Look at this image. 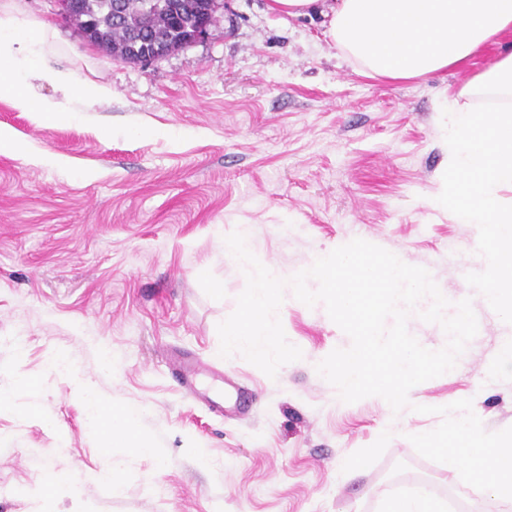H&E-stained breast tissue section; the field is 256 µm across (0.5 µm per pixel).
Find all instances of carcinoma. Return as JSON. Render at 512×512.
<instances>
[{
	"instance_id": "1",
	"label": "carcinoma",
	"mask_w": 512,
	"mask_h": 512,
	"mask_svg": "<svg viewBox=\"0 0 512 512\" xmlns=\"http://www.w3.org/2000/svg\"><path fill=\"white\" fill-rule=\"evenodd\" d=\"M124 21L120 24L114 22L112 13L113 0H82V9L76 21L81 27L89 21L95 27L97 38L102 42L112 40L129 52L135 47L134 41L144 40L177 41L182 32L177 25L166 18L156 17L150 25H145L143 0H122Z\"/></svg>"
}]
</instances>
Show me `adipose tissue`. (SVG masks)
<instances>
[{
  "instance_id": "1",
  "label": "adipose tissue",
  "mask_w": 512,
  "mask_h": 512,
  "mask_svg": "<svg viewBox=\"0 0 512 512\" xmlns=\"http://www.w3.org/2000/svg\"><path fill=\"white\" fill-rule=\"evenodd\" d=\"M269 11L295 18L319 11L326 34L370 78L407 81L460 68L484 47L512 36V0H269ZM46 32L21 14L0 11V92L12 95L22 112H58L59 102L37 101L24 92L29 78L78 98L110 96L109 87L76 81L72 72L47 64L43 58ZM480 94L494 104L473 109ZM453 151L452 163L461 175H449L437 206H452L462 224L488 229L480 244L490 256L486 275L489 304L512 322V204L497 195L512 185V52L475 74L446 96ZM84 400L91 423L111 420V437L128 441L132 455H157L155 447L135 439L138 408L113 410L111 398L95 391L80 376L72 378Z\"/></svg>"
}]
</instances>
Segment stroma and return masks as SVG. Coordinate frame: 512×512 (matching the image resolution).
Wrapping results in <instances>:
<instances>
[{
	"instance_id": "1",
	"label": "stroma",
	"mask_w": 512,
	"mask_h": 512,
	"mask_svg": "<svg viewBox=\"0 0 512 512\" xmlns=\"http://www.w3.org/2000/svg\"><path fill=\"white\" fill-rule=\"evenodd\" d=\"M267 3L226 0L204 39L142 68L84 41L56 0H0L48 28L46 61L112 90L48 119L0 100L18 140L0 151V389L19 372L37 384L0 406V512H379L422 488L457 512H499L408 437L461 399L486 431L512 426V366L489 364L512 326L483 293L481 230L434 205L449 170L442 93L501 49L425 80L371 79L319 16L283 21ZM235 231L282 279L361 238L426 268L449 301L471 299L479 329L457 368L411 390L428 413L342 402L316 366L348 337L290 294L281 323L301 360L271 378L221 357L217 326L246 285L224 248ZM172 351L202 366L198 390L175 381ZM55 352L140 407L139 435L161 458L88 426L70 378L45 371ZM110 455L123 462L117 494L97 478ZM347 461L360 470L345 481ZM50 473L75 494L32 496Z\"/></svg>"
}]
</instances>
